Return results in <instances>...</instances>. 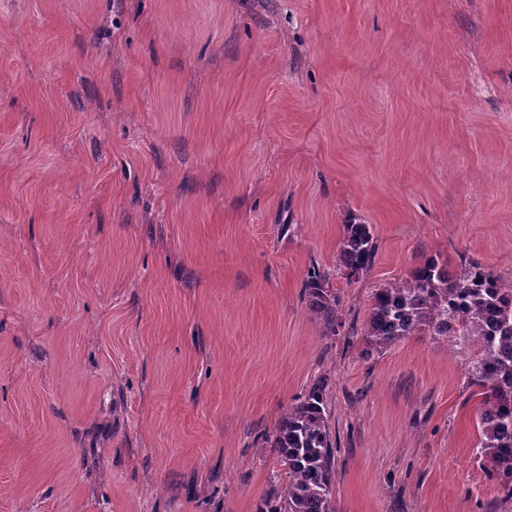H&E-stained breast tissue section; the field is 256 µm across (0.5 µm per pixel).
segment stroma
<instances>
[{
    "label": "stroma",
    "mask_w": 512,
    "mask_h": 512,
    "mask_svg": "<svg viewBox=\"0 0 512 512\" xmlns=\"http://www.w3.org/2000/svg\"><path fill=\"white\" fill-rule=\"evenodd\" d=\"M421 255L512 281V0H0V512H256L319 377L336 512H512L447 342L365 356ZM376 244L372 225L348 221L337 249L338 270L349 282L363 278L372 266Z\"/></svg>",
    "instance_id": "35a3bbf8"
}]
</instances>
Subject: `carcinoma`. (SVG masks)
<instances>
[{
  "label": "carcinoma",
  "mask_w": 512,
  "mask_h": 512,
  "mask_svg": "<svg viewBox=\"0 0 512 512\" xmlns=\"http://www.w3.org/2000/svg\"><path fill=\"white\" fill-rule=\"evenodd\" d=\"M375 250L372 225L348 221L337 249L338 270L350 283L363 278ZM303 291L323 335L357 334L368 356L410 336L450 339L465 357L467 387L480 397L474 458L512 499V281H503L477 261L451 272L448 260L424 255L405 279L374 290L358 329L343 320L330 271L310 267ZM329 390L326 377L314 383L267 439L280 470L271 477L257 512H336L337 448L329 425Z\"/></svg>",
  "instance_id": "1"
}]
</instances>
